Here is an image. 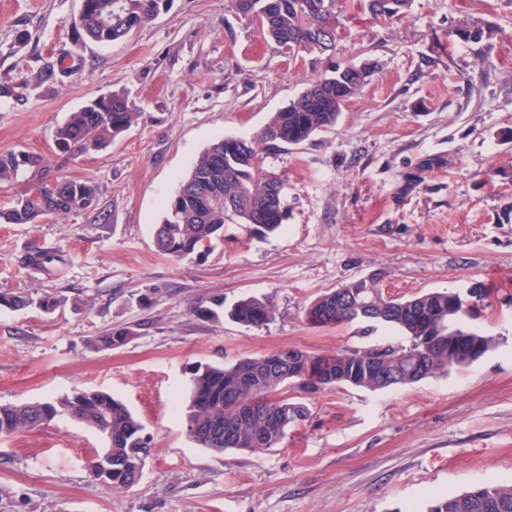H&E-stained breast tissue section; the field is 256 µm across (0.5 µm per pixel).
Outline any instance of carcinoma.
I'll use <instances>...</instances> for the list:
<instances>
[{"label": "carcinoma", "mask_w": 512, "mask_h": 512, "mask_svg": "<svg viewBox=\"0 0 512 512\" xmlns=\"http://www.w3.org/2000/svg\"><path fill=\"white\" fill-rule=\"evenodd\" d=\"M167 0H83V39L110 44L128 37L135 29L155 20ZM411 0H366L375 18L403 17ZM336 0H245L243 16H260L262 33L278 46L290 45L297 52L329 54L336 48ZM486 35L475 25L458 26L448 36L479 43ZM377 63H328L324 71L304 88L299 97L273 113L246 144L230 146L215 140L199 156L189 175L166 204L165 216L157 225L155 246L159 254L174 260L192 255L200 246L224 236V225L244 224L263 235L278 232L283 223L267 219L273 207L285 208L283 195L274 196L271 186L283 179L264 172V160L291 147L314 140L334 129L346 105L371 81ZM140 112L128 97L115 93L86 103L55 131V144L65 154L100 151L138 121ZM23 178L31 183L8 206L0 208L2 224H41L59 213L80 212L94 206L97 186L85 179H65L58 184L44 181L41 160L24 150L0 152V186ZM486 291L476 283L466 292L430 290L409 298L384 295L378 280L360 278L319 295L306 309L305 319L313 327L353 322L370 328L385 326L403 333L405 346L391 343L349 349L333 355L306 353L296 371L304 380L300 391L315 395L328 389L323 371H342L341 383L369 390L407 386L424 379L464 369L494 347L495 339L472 328L464 317L484 305ZM375 299L386 305L374 319L363 318L357 304ZM30 298L21 292L0 291V307L24 308ZM265 312L273 320L275 309L268 297L247 296L236 301L225 314L246 328L257 327V315ZM131 331L115 329L96 337L105 349L124 345ZM466 336L468 358L448 354V337ZM265 357H247L230 365L199 364L191 369L189 396L184 408L190 438L217 453L236 448V443L216 434V428L237 419L238 405L260 402L266 417L239 427L238 437L249 450L271 448L284 437L288 427L307 417V406L288 396L294 378L276 384L260 379L245 382L251 370ZM60 415H68L84 427L109 438L106 464L112 477L101 484L113 491L125 490L141 479L136 463H145L150 442L140 420L119 399L107 392L78 388L48 399L0 405V436L31 431ZM429 512H512V486H487L435 499Z\"/></svg>", "instance_id": "carcinoma-1"}]
</instances>
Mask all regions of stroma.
I'll return each instance as SVG.
<instances>
[{
  "mask_svg": "<svg viewBox=\"0 0 512 512\" xmlns=\"http://www.w3.org/2000/svg\"><path fill=\"white\" fill-rule=\"evenodd\" d=\"M82 0H0V152L41 159L48 178L87 179L94 206L43 224H0V405L79 388L121 399L151 438L140 481L107 491L90 462L103 437L60 416L0 436V512H428L433 501L512 485V0H412L398 20L336 0L332 59L378 68L316 140L268 156L285 178L288 219L260 236L228 224L190 258L153 244L166 201L217 138H251L327 59L264 40L234 0H170L130 37L82 44ZM479 24V43L449 37ZM75 71L49 76L60 60ZM122 93L141 116L106 150L78 157L55 130L91 99ZM443 166L423 171L424 156ZM51 261L38 267L30 256ZM382 273L410 297L483 283L472 318L495 339L471 367L370 391L305 397V420L274 447L217 453L186 433L181 409L198 364L297 346L331 355L399 332L312 327L318 295ZM61 305L41 309L37 298ZM270 296L275 317L246 328L196 316L201 297ZM126 328L124 346L96 336Z\"/></svg>",
  "mask_w": 512,
  "mask_h": 512,
  "instance_id": "stroma-1",
  "label": "stroma"
}]
</instances>
